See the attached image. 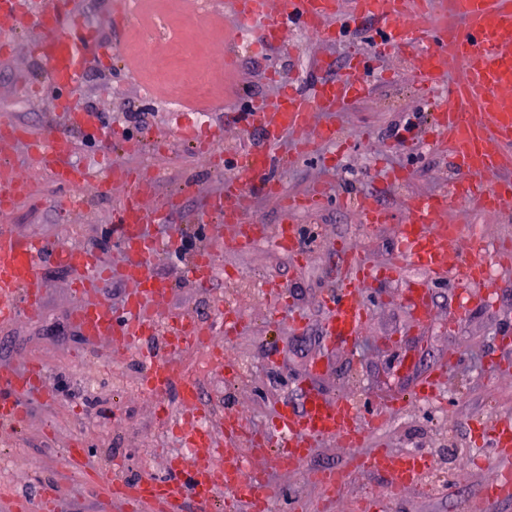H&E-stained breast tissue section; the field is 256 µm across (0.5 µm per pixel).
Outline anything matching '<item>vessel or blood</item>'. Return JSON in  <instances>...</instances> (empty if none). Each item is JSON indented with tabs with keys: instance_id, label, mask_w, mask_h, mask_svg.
Here are the masks:
<instances>
[{
	"instance_id": "vessel-or-blood-1",
	"label": "vessel or blood",
	"mask_w": 512,
	"mask_h": 512,
	"mask_svg": "<svg viewBox=\"0 0 512 512\" xmlns=\"http://www.w3.org/2000/svg\"><path fill=\"white\" fill-rule=\"evenodd\" d=\"M237 35L251 40L265 54L278 52L287 44L290 29L313 33L333 41L349 36L356 19L376 20L380 34L373 42L374 54L382 58L397 54L416 75L418 89L432 92L445 89L447 99L435 114V140L449 148L454 178L448 190L437 194H411L405 199L401 218L377 205L367 194L355 197L353 207L365 223L381 225L399 221L396 253L392 261L374 267L357 250L339 245L342 257L340 283L322 299L328 312L324 323L329 339L352 342L359 338L366 318L364 295L368 286L381 278L398 277L403 265L422 271L423 276L406 282L401 298L420 324L434 319L432 287L452 279L462 288L482 287L490 264L512 265V245L489 249L482 232L462 234L461 223L453 214L467 208L487 215L512 211V0H228ZM410 13L426 15L422 25L406 23ZM36 17L43 32L32 51L47 65V78L55 86L70 90V97L57 103L64 129L50 136L36 135L27 125H0V138L20 142L30 153L48 159L57 183L90 182L91 175L73 164V141L68 133L75 126L95 131L98 117L75 109L73 93L84 80L83 58L92 55L109 58L108 46L77 16H63L60 0H31L20 9L19 0H0V25L25 26ZM323 78L304 90L277 66H270L267 77L279 91L269 99L251 100L239 119L244 127L259 131L261 140L243 151L237 177L226 180L222 192L210 197L209 217L233 228L238 247L250 248L269 243L277 250L302 257L304 234L292 217L312 213L323 206L331 193L323 182L312 184L304 193L286 195L279 181L268 179L274 167L307 157L313 141L333 145L340 139V128L328 122L315 125L319 112H342L361 98L367 87L354 70L335 76L334 57L318 61ZM463 68V80L450 84L447 76ZM291 136L294 153H280L284 136ZM110 178L125 183L132 191L114 212L118 225L115 244L121 254L116 265H104L99 254L86 247L51 245L42 240L19 236L0 228V323L11 324L37 317L44 300L37 288L40 264L51 260L78 269L73 288L80 301L71 311V321L86 339L110 337L123 346L147 348L145 382L149 390L162 392L180 388L184 410L179 437L185 447L202 448L215 444L223 435L226 453L232 463L224 472L227 512H269L273 495L266 471L254 466L257 458L275 465L295 468L306 463L313 452L312 439H333L352 449L341 467L318 471V484L326 503H334L336 492L356 474L382 471L388 477L391 495L398 496L416 487L419 477L429 470V456L418 452H392L377 448L362 451L369 431L382 426L402 407L398 396L384 397L366 420H359L355 406L341 398H323L311 386L301 388V406L278 404L271 425L244 434L233 414H225L217 426L201 427L197 420L200 388L197 379L177 371L174 356L184 347L201 343L206 332L192 316L171 318L160 328L152 302L172 293L174 284L157 274L153 262L162 249L154 238L141 234L148 216L139 202L141 182L135 169L113 166ZM34 188L16 178L0 187V211L10 209L18 198L33 194ZM261 196H277L287 220L264 224L251 219L255 201ZM451 213L450 223L434 218ZM465 239V258L456 269L444 261L449 241ZM217 271V258L208 247L196 249L190 258V272L198 284L209 283ZM113 277L134 283L132 293L122 302L120 314H113L103 302H89L101 278ZM52 397L44 384L42 366L31 364L20 371L0 373V427L15 429L25 417L28 395ZM480 447L493 450V477L482 488L483 506L512 499V417L499 418L489 436L481 437ZM113 497L127 506L153 505L156 512H182L183 498L192 495L201 512H214V480L191 459L175 458L166 478L147 476L135 482L119 481L111 486ZM17 512H65L63 501L52 486H44L35 497H23Z\"/></svg>"
}]
</instances>
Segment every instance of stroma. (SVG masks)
Here are the masks:
<instances>
[{"instance_id": "1", "label": "stroma", "mask_w": 512, "mask_h": 512, "mask_svg": "<svg viewBox=\"0 0 512 512\" xmlns=\"http://www.w3.org/2000/svg\"><path fill=\"white\" fill-rule=\"evenodd\" d=\"M117 2H71L84 23L119 50L111 67L89 73L78 96L117 130L125 129L129 111L148 110L149 121L134 132L139 146L133 150L118 143L89 144L87 131L71 129L73 160L103 171L115 164L134 167L151 182L140 194L149 211L165 209L171 193L186 190L180 215L150 224L149 232L163 243L197 232L198 244L208 245L216 253L220 273L209 286L200 287L184 275L188 254L162 255L154 270L172 278L175 288L169 298L159 302L160 316L189 313L217 325L228 305L240 308L244 316L238 334L230 337L227 345L228 354L243 366V376L237 382L226 383L221 374L211 370L197 372L196 348L186 349L176 359L181 373L198 376L203 408L216 415L236 413L242 428L250 430L267 426L275 405L284 401L299 404L300 388L306 380L324 397L347 399L361 411L379 397L401 395V412L372 431L365 446L420 452L433 459V467L422 474L417 489L398 497L389 496L384 473L355 477L340 489L337 512H354L358 502L372 495L385 498L386 512H470L471 500L493 468L492 461L475 450L472 425L481 420L490 426L497 416L512 415V376L502 377L494 368L499 358L512 357V346L498 341L502 334L512 335V271L502 273L491 304H468L453 325L448 322V310L456 302L457 288L448 281L433 286L437 319L425 329L415 324L401 302L402 284L398 281L368 288L365 305L369 314L360 338L352 343H335L326 337L319 307L325 292L336 289L340 266V257L329 250L328 239L348 241L378 266L386 264L395 251L397 224L375 227L364 223L351 206V198L370 193L397 211L407 194L447 187L453 176L449 160L426 143L436 101L417 93L398 56H387L363 71L368 95L353 102L338 118L342 133L353 140L348 152L337 160L332 146L317 147L282 177L285 189L291 192L303 191L316 180L326 181L342 199L341 204H329L314 215L299 217V224L314 236L305 260L296 262L265 245L237 250L216 236L205 213L207 194L223 188L225 179L234 177L236 170H212L190 147L177 143L179 124L195 121V106H204L209 123L224 127L223 153L235 154L240 142L256 136L255 131L241 128L239 112L249 100L277 92L265 79L270 62L296 76L302 87H310L321 77L315 65L321 55L330 53L342 61L355 48L372 55L369 35L376 24L370 19L358 21L355 35L337 44L300 35L297 54L278 53L270 60L239 51L232 87L227 90L223 87L224 50L232 22L225 7L213 5L202 12L196 0H147L149 9L165 11L175 27L206 23L213 28L212 44L204 51L186 48L168 54L162 44L149 47L153 54L166 58L163 69L155 73L131 69V61L147 48L141 40L144 20L137 17L128 28L113 29L111 18ZM40 35V28L27 26L16 34L13 52L0 55V111L35 132L47 133L61 126L62 120L56 111V92L46 90L38 95L32 89L34 83L45 79L44 65L29 54L30 44ZM187 71L216 84L211 101L200 102L195 86L185 85L183 96L191 109L181 112L172 109L164 95L149 96L142 89L144 81L177 80ZM414 112L425 115L417 129L400 138L388 136L391 125ZM0 159L37 188L34 195L0 212V226L58 245L90 248L111 231L113 206L126 194L125 186L90 185L84 208L68 212L61 207L66 190L49 176L43 163L28 157L21 145L0 143ZM391 166L411 168V182L388 188L387 169ZM226 267L236 270L235 282L225 283L222 270ZM75 277V272L63 265L43 263L39 269L45 290L41 313L32 320L0 325V370L42 364L47 383L55 390L49 399L29 396L23 424L0 431V512H11L15 494H33L50 483L57 485L67 512H120L108 487L89 479V472L111 468L117 462L123 480L162 475L169 469L170 455L182 450L170 427L157 417L162 404L178 411L176 388L158 397L152 395L140 385L143 366L136 352L117 348L106 338L87 342L73 327L70 310L75 298L70 284ZM268 280L287 290L289 312L307 315L308 325L302 332H293L284 319L268 324L264 296ZM406 352L415 354L416 371L401 369L399 358ZM443 361L448 367L437 400L415 399L413 391L420 376ZM79 363L88 370L86 379H76L73 374ZM75 443L86 453L81 470L70 469L65 462L66 449ZM347 454V449L332 440H317L307 463L292 471H271L275 489L271 512H289L292 495L300 503L299 512H309L320 497L313 473L342 465Z\"/></svg>"}]
</instances>
